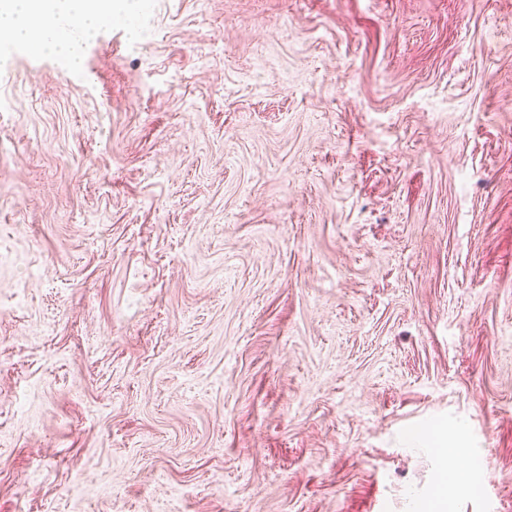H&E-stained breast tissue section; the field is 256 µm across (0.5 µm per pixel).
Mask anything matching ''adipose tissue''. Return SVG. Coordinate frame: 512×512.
Segmentation results:
<instances>
[{
	"mask_svg": "<svg viewBox=\"0 0 512 512\" xmlns=\"http://www.w3.org/2000/svg\"><path fill=\"white\" fill-rule=\"evenodd\" d=\"M113 0H0V43L82 62V43L111 17ZM78 32H71L72 21Z\"/></svg>",
	"mask_w": 512,
	"mask_h": 512,
	"instance_id": "obj_1",
	"label": "adipose tissue"
}]
</instances>
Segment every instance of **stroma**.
Returning <instances> with one entry per match:
<instances>
[{
  "instance_id": "stroma-1",
  "label": "stroma",
  "mask_w": 512,
  "mask_h": 512,
  "mask_svg": "<svg viewBox=\"0 0 512 512\" xmlns=\"http://www.w3.org/2000/svg\"><path fill=\"white\" fill-rule=\"evenodd\" d=\"M441 499L512 512V0L0 46V512Z\"/></svg>"
}]
</instances>
